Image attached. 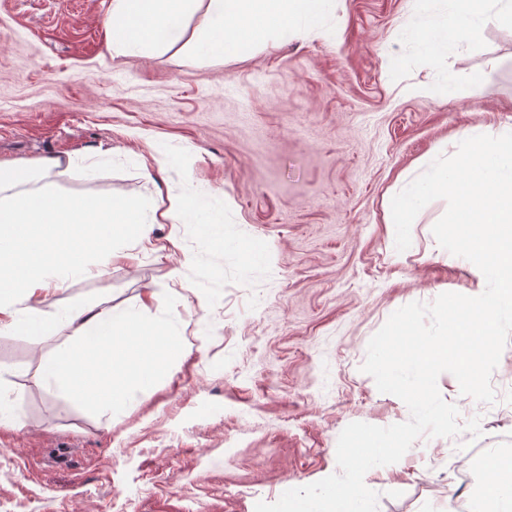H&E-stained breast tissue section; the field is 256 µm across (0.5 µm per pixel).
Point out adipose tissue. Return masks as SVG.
<instances>
[{
	"mask_svg": "<svg viewBox=\"0 0 512 512\" xmlns=\"http://www.w3.org/2000/svg\"><path fill=\"white\" fill-rule=\"evenodd\" d=\"M425 4L422 22L409 37L436 57L456 51L460 23L474 33L491 23L512 27V0ZM75 164L72 156L48 157L34 167L0 171V334L38 326L50 336L59 324L73 326V339L60 345L47 364L46 382L76 400L92 398L114 412L131 391L145 390L160 368L181 357L174 327L100 303L61 313L46 308L47 297L60 283L99 273L91 257H111L114 238L144 241L158 218L181 224L206 204L190 184L167 194L160 214L145 200L127 205L94 194L62 199L20 188Z\"/></svg>",
	"mask_w": 512,
	"mask_h": 512,
	"instance_id": "obj_1",
	"label": "adipose tissue"
}]
</instances>
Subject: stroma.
<instances>
[{
	"instance_id": "stroma-1",
	"label": "stroma",
	"mask_w": 512,
	"mask_h": 512,
	"mask_svg": "<svg viewBox=\"0 0 512 512\" xmlns=\"http://www.w3.org/2000/svg\"><path fill=\"white\" fill-rule=\"evenodd\" d=\"M111 8L0 0V167L70 154L79 167L49 178L62 196L133 204L190 182L224 205L116 241L98 276L52 293L60 310L101 302L175 321L183 356L117 413L47 386L71 327L0 335L15 420L0 430V512H254L338 473L348 424L409 420L362 372L367 344L398 308L473 277L439 253L444 200L419 212L402 252L386 207L465 135L512 124V28L463 32L438 61L402 37L424 0H335L334 33L193 60L112 55ZM160 151L149 178L127 159ZM211 222L236 241L206 240ZM438 388L481 433L424 436L398 466L369 470L378 512H454L490 481L489 454H512V415L462 398L452 374Z\"/></svg>"
}]
</instances>
